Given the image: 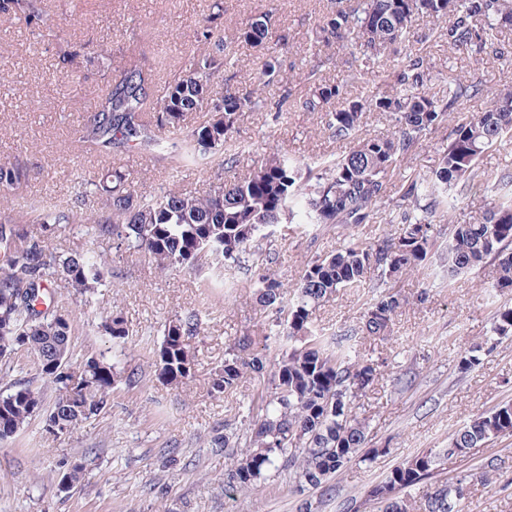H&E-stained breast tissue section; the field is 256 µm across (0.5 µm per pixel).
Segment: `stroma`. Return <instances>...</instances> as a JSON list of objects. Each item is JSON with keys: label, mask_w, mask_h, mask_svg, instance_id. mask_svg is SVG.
Returning <instances> with one entry per match:
<instances>
[{"label": "stroma", "mask_w": 512, "mask_h": 512, "mask_svg": "<svg viewBox=\"0 0 512 512\" xmlns=\"http://www.w3.org/2000/svg\"><path fill=\"white\" fill-rule=\"evenodd\" d=\"M213 2L35 0L52 20L49 37L0 11V162L18 161L31 168L28 181L10 195L15 211L26 212L33 197L70 204L78 191L76 173L97 180L115 166L146 187H167V158L79 142V126L114 77L116 65L149 67L157 77H172L185 53L201 46L206 29H221L231 39L258 13H271L276 31L288 37L278 59L298 99L315 91L303 75L317 53L334 59L320 73L326 83L343 84L350 71L362 67L370 85L396 92V75L413 46L422 52L433 93L446 92L452 77L482 86V94L464 99V112L486 111L489 92L512 87V29L500 33L494 53L478 64L466 52L449 50L446 36L419 19L411 43L392 45L382 65L367 67L350 50L312 46L317 23L335 0H224L220 16ZM448 133L445 125L427 132L398 158L393 180H411L433 169ZM357 139L331 137L320 112L298 110L278 118L247 112L227 136V149L207 166L184 167L179 185L201 189L218 176L247 175L276 147L307 163L338 157L356 146ZM50 242L61 253L91 247L108 271L93 306L64 289L57 295L58 308L72 322L75 359L104 355L136 371L139 381L118 384L109 409L72 434H49L35 419L0 440V512H297L304 497L315 512H378L367 498L371 486L402 460L427 451L437 456L434 475L412 487V495H423L459 471L491 463L497 481L473 486L468 512H512V436L470 449L463 458L444 453L472 416L512 401V335L500 337L472 370L458 366L467 343L489 337L495 310L512 306V296L491 291L492 268L450 285L433 283L426 269L397 276L390 286L407 302L384 337L358 330L367 290L344 289L316 306L317 330L328 337H349L361 356L386 364L383 377L355 403L356 412L370 423L369 447L383 454L371 463L352 461L326 486L301 494L283 473L273 471L254 491L229 497L224 493L228 459L207 440L221 430L243 434L241 403L249 402L253 416H260L271 391L267 373L230 393L211 390L228 345L248 335L255 347H263L272 322V314L253 298V268L237 270L236 286L227 292L212 286L206 274L162 273L144 254L116 250L111 239L87 240L78 224L58 227ZM344 243V236L328 227L289 225L273 238L270 247L278 259L264 272L286 284L297 282L307 263ZM189 310L204 317L201 334L188 341L196 365L189 379L168 385L154 375L155 353L165 324ZM110 311L125 320V341L112 340L99 328L97 315ZM77 459L84 460L88 480L69 492L59 491L60 475Z\"/></svg>", "instance_id": "1"}]
</instances>
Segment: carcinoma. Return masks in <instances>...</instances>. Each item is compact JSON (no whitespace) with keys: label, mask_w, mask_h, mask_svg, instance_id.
<instances>
[{"label":"carcinoma","mask_w":512,"mask_h":512,"mask_svg":"<svg viewBox=\"0 0 512 512\" xmlns=\"http://www.w3.org/2000/svg\"><path fill=\"white\" fill-rule=\"evenodd\" d=\"M18 19L32 28L50 25L29 0H12ZM425 17L447 37L448 47L464 50L478 63L493 48L500 29L512 27V0H352L323 17L315 42L351 46L367 61L378 59L389 45L409 40L413 21ZM238 39L255 46L284 44L268 13L251 16ZM206 47L185 54L182 71L160 81L140 68L127 69L112 80L95 103L94 112L80 131L79 141L104 148L137 151L146 156L167 155L171 169L195 165L217 154L247 111L265 109L275 114L299 108L326 113L332 136L355 135L364 112L374 109L396 116V130L387 136L359 139L346 156L307 164L275 149L248 176L212 183L197 191L176 186L164 191H143L120 171L113 173L110 189L81 179L88 187L77 197L84 206L89 195L104 197L101 211L90 214L51 211L25 219L14 213L6 191L20 186L29 169L21 164L0 165V360L18 350L36 357L44 384L54 389L52 404L44 391L18 382L0 391V439L14 436L35 417L45 431L71 433L99 416L110 405L112 391L135 374L103 356L73 359L72 324L54 308L58 284L72 295L92 302L104 282V268L90 248L60 253L49 235L62 224H89L95 237H110L118 249L135 250L148 257L160 272L190 269L209 273L224 282L245 258L262 269L275 257L256 242L275 235L288 219L297 224H334L347 238L335 253L308 263L286 299L288 289L275 279L257 280L256 301L275 313L265 345L256 350L249 339L228 347L224 366L214 372L211 389L221 394L237 390L252 374L265 369L268 351H278L272 391L263 414L248 422L240 441L213 435L212 448H229L230 493L255 490L264 473L289 472L298 492L320 486L357 457L366 444L365 421L354 403L382 377V365L361 359L351 347L320 336L312 323V309L325 298L347 288L370 286L362 329L384 336L405 299L388 287L389 280L423 268L434 255L432 229L445 217L448 244L441 267L448 283L484 268L491 262L492 288L512 293V175H486L478 166L481 154L493 144L512 138V91L492 93L488 110L467 115L461 99L482 92L475 82L453 80L448 93H430L424 79V59L408 56L397 74L402 92L380 94L365 86L363 70L352 71L350 87H362L360 96L331 108L342 99L338 85H318L304 99H292V89L279 78L277 57L270 55L260 77L214 92L216 76L234 67L232 42L221 32L208 30ZM278 85V94L266 88ZM203 120L183 130L187 114ZM451 126L436 168L394 187L390 186L395 161L418 144L428 131ZM491 193L488 208L464 222L453 221L459 201L473 191ZM392 204L389 222L396 231L367 244L352 229L372 224L384 203ZM100 328L124 340L129 329L117 315ZM202 320L195 312L179 315L164 325L155 363L156 376L177 385L191 374L193 356L188 339L201 334ZM512 332V307L495 312L494 333ZM512 434V404H502L471 419L445 449L447 457L462 456L491 439ZM436 456L423 452L399 463L385 480L374 485L368 499L380 512H465L474 481L490 484V473L461 471L445 485L413 503L400 492L424 480L434 470ZM83 461L66 470L68 487L85 481Z\"/></svg>","instance_id":"obj_1"}]
</instances>
